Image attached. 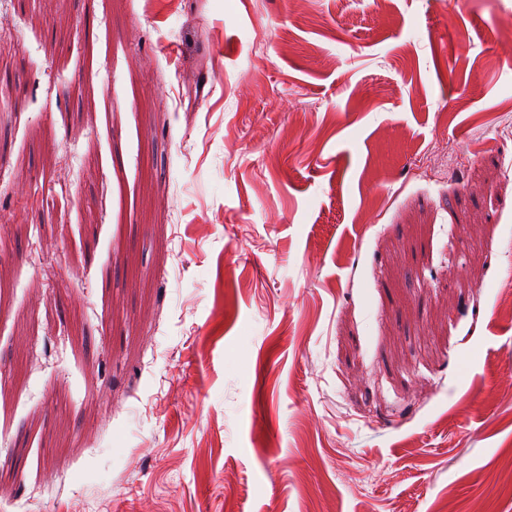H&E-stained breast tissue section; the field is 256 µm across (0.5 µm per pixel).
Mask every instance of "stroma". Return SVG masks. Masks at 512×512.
Instances as JSON below:
<instances>
[{"instance_id":"35a3bbf8","label":"stroma","mask_w":512,"mask_h":512,"mask_svg":"<svg viewBox=\"0 0 512 512\" xmlns=\"http://www.w3.org/2000/svg\"><path fill=\"white\" fill-rule=\"evenodd\" d=\"M505 20L0 0V512H512Z\"/></svg>"}]
</instances>
